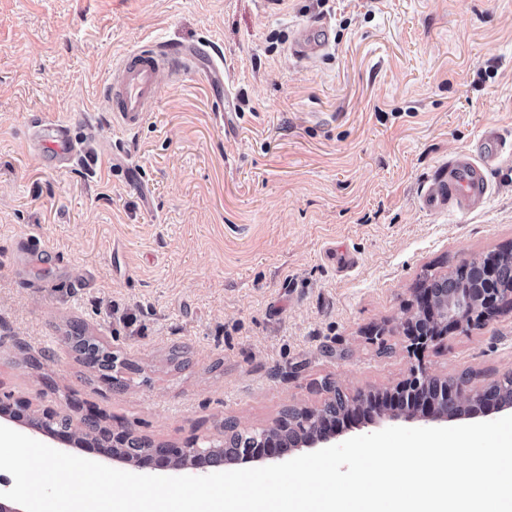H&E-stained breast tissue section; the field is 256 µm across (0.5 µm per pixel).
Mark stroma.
I'll use <instances>...</instances> for the list:
<instances>
[{"label":"stroma","mask_w":512,"mask_h":512,"mask_svg":"<svg viewBox=\"0 0 512 512\" xmlns=\"http://www.w3.org/2000/svg\"><path fill=\"white\" fill-rule=\"evenodd\" d=\"M318 21L327 50L296 58ZM156 41L224 77L162 75L115 128L112 66ZM37 118L76 136L68 169ZM489 127L484 208L427 209ZM511 243L512 0H0L1 397L181 448L420 366L481 391L512 373L511 309L418 357L402 324L424 278ZM76 326L134 370L88 367Z\"/></svg>","instance_id":"35a3bbf8"}]
</instances>
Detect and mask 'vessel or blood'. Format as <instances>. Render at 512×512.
<instances>
[{"label": "vessel or blood", "mask_w": 512, "mask_h": 512, "mask_svg": "<svg viewBox=\"0 0 512 512\" xmlns=\"http://www.w3.org/2000/svg\"><path fill=\"white\" fill-rule=\"evenodd\" d=\"M327 39L314 37L310 30L297 34L294 53L310 58L325 51ZM190 54L181 46L158 42L129 52L113 68L108 89L112 123L123 130L138 126L154 99L161 73L174 74L189 65ZM39 156L49 167L64 169L76 155V145L69 126L41 122ZM488 158H474L462 153L450 160L442 177L431 184L425 194L429 207L448 205L459 212L480 208L488 199L490 185L485 171Z\"/></svg>", "instance_id": "1"}]
</instances>
